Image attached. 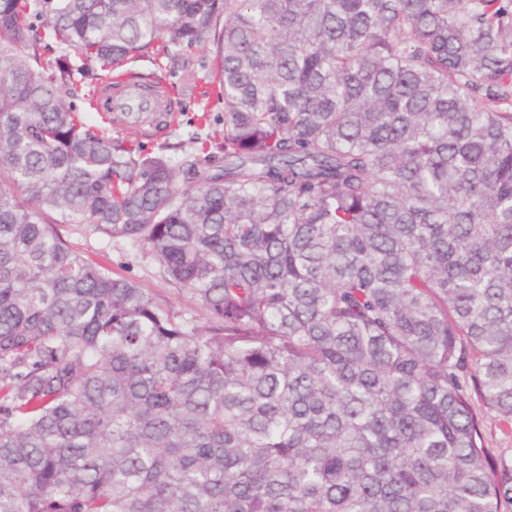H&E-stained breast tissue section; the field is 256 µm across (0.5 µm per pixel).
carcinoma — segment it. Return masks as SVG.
I'll use <instances>...</instances> for the list:
<instances>
[{
    "instance_id": "carcinoma-1",
    "label": "carcinoma",
    "mask_w": 512,
    "mask_h": 512,
    "mask_svg": "<svg viewBox=\"0 0 512 512\" xmlns=\"http://www.w3.org/2000/svg\"><path fill=\"white\" fill-rule=\"evenodd\" d=\"M207 46L220 158L66 104ZM477 401L512 424V0H0V512H512ZM56 228L69 246L88 261L100 263L134 281L162 306L178 314L202 317L199 307L166 277L159 264L136 243L111 238L80 224H58Z\"/></svg>"
}]
</instances>
